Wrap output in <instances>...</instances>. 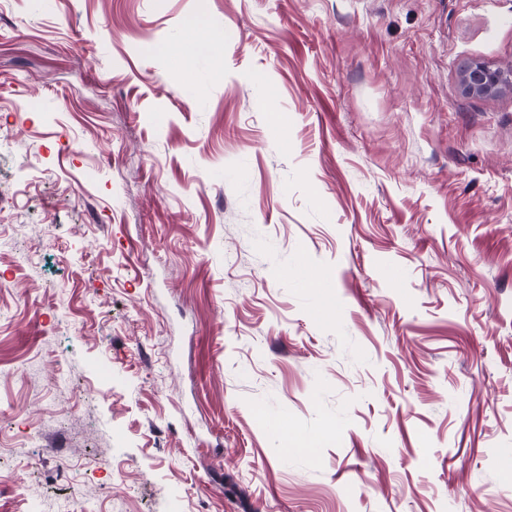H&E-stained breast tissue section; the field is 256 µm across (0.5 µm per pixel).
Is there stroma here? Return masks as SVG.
<instances>
[{
	"instance_id": "35a3bbf8",
	"label": "stroma",
	"mask_w": 512,
	"mask_h": 512,
	"mask_svg": "<svg viewBox=\"0 0 512 512\" xmlns=\"http://www.w3.org/2000/svg\"><path fill=\"white\" fill-rule=\"evenodd\" d=\"M474 59L512 0H0V512H512ZM317 442L318 439L316 438H309L300 432L283 427L281 430V448L279 449L284 454L293 452L308 453L315 447Z\"/></svg>"
}]
</instances>
